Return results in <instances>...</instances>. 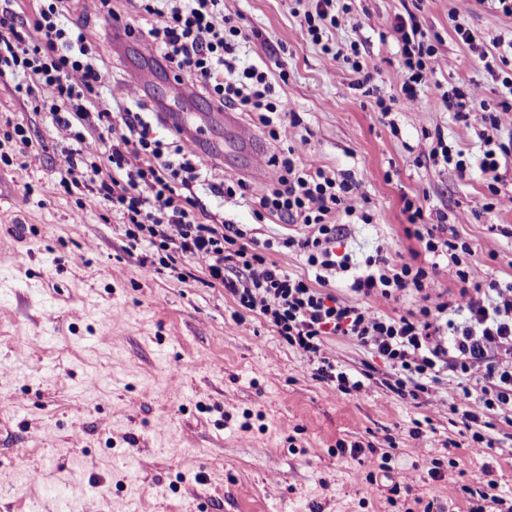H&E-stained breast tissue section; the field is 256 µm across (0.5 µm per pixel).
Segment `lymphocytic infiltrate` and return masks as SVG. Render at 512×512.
<instances>
[{
    "instance_id": "1",
    "label": "lymphocytic infiltrate",
    "mask_w": 512,
    "mask_h": 512,
    "mask_svg": "<svg viewBox=\"0 0 512 512\" xmlns=\"http://www.w3.org/2000/svg\"><path fill=\"white\" fill-rule=\"evenodd\" d=\"M151 16L143 35L166 68L193 80L210 102L254 113L271 138L296 127L294 108L276 94L266 70L238 67L236 52L243 38L235 19L224 12V0H136ZM110 0H83L84 19L71 25L61 18L68 0H33L32 26L18 24L10 9L0 10V77H11L17 92L43 91L37 107L69 146L59 159L61 183L87 189L107 201L131 245L173 251L192 260L210 285L224 288L241 312L262 318L309 362L315 378L350 395L378 382L373 367L353 372L327 352L326 340L339 336L356 342L386 364L391 373L380 380L400 399L433 404L447 381L459 388L454 408L463 434L478 448H493L487 417L502 412L512 441V282L487 279L469 261L470 245L430 224L419 199L402 197L407 238L418 246L407 259L392 262L389 248L358 263L337 253L345 221L371 223L370 199L352 174L321 165L306 137L286 154L265 164L274 178L257 198L255 213L284 224L301 225L297 234L264 240L242 224L218 220L199 192L208 190L228 201L245 199L244 177L212 181L209 169L180 136L153 138L157 114L127 88L117 110L100 108L98 100L111 74L98 52V33L88 21ZM393 30L401 45L398 69L403 76V104L414 103L418 88L436 85L429 61L435 49L416 17H397ZM440 101L464 125L483 129L485 151L480 169L488 184L500 180L499 156L512 153L500 140L497 120L482 99L480 87L441 92ZM281 249L299 253L306 272L291 273L269 257ZM456 268L458 288L434 292L431 283L440 260ZM350 273L354 300L336 295L331 283ZM412 297L415 305L401 315L382 311V304Z\"/></svg>"
}]
</instances>
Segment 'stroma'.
Segmentation results:
<instances>
[{
  "label": "stroma",
  "instance_id": "35a3bbf8",
  "mask_svg": "<svg viewBox=\"0 0 512 512\" xmlns=\"http://www.w3.org/2000/svg\"><path fill=\"white\" fill-rule=\"evenodd\" d=\"M312 0H224L248 40L241 63L267 64L278 95L300 119L297 134L336 173L361 178L372 223L348 225L346 249L357 258L387 244L407 255L402 195L419 196L429 223L466 240L488 277L512 280V155L502 157L498 196L478 167L480 130L456 122L434 89L414 105L399 103L400 46L395 17L415 15L438 35L436 78L444 89L477 82L496 103L494 82L477 50L462 43L466 23L480 48L496 55L512 40V17L491 0H351L329 45H357L376 65L368 87L343 60L304 38L300 22ZM100 53L112 71L111 107L130 70L143 71L147 106L165 104L198 121L210 113L198 90L169 97L168 69L146 40L114 43L112 18L93 17ZM392 104L380 112L378 100ZM238 124L255 139L237 140L223 121L205 123L201 149L214 177L248 176L253 160L286 149L251 115ZM22 124L30 145L0 163V512H42L47 494L66 489L72 512H403L414 498H438L446 512H468L467 485L491 464L499 491L512 495V453L471 451L450 410L455 384L434 405L415 406L382 386L336 393L315 379L304 358L259 317L236 322L223 288L181 258L175 269L146 270L147 249L130 246L110 207L86 190L49 191L65 146L33 98L0 79V134ZM438 134L472 164L467 176L420 155L424 135ZM430 419L421 439L414 420ZM395 440V472L409 477L403 503L365 496L367 456L338 453L339 442L385 447ZM456 459L452 482L432 483V459ZM42 464L40 484L25 483L26 464Z\"/></svg>",
  "mask_w": 512,
  "mask_h": 512
}]
</instances>
